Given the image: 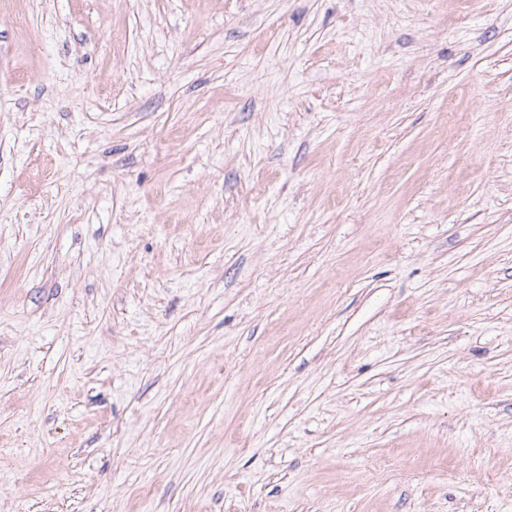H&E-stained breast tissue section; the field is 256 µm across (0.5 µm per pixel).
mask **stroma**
Here are the masks:
<instances>
[{"instance_id": "1", "label": "stroma", "mask_w": 512, "mask_h": 512, "mask_svg": "<svg viewBox=\"0 0 512 512\" xmlns=\"http://www.w3.org/2000/svg\"><path fill=\"white\" fill-rule=\"evenodd\" d=\"M0 512H512V0H0Z\"/></svg>"}]
</instances>
